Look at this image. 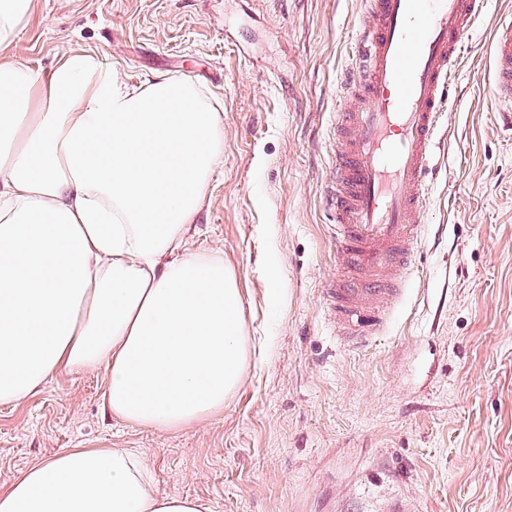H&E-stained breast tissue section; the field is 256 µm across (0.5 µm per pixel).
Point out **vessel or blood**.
<instances>
[{
  "mask_svg": "<svg viewBox=\"0 0 512 512\" xmlns=\"http://www.w3.org/2000/svg\"><path fill=\"white\" fill-rule=\"evenodd\" d=\"M487 0H365L357 62L343 88L354 109L337 112L327 187L338 272L323 290L344 345L379 335L402 298L423 235L427 180L438 135L454 106L452 79L465 37ZM487 94L512 112V18L493 30Z\"/></svg>",
  "mask_w": 512,
  "mask_h": 512,
  "instance_id": "vessel-or-blood-1",
  "label": "vessel or blood"
}]
</instances>
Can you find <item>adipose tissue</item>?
<instances>
[{
  "label": "adipose tissue",
  "instance_id": "1",
  "mask_svg": "<svg viewBox=\"0 0 512 512\" xmlns=\"http://www.w3.org/2000/svg\"><path fill=\"white\" fill-rule=\"evenodd\" d=\"M34 0H0V405L105 366L117 420L176 432L223 410L248 348L235 273L187 245L224 120L187 75L128 86L91 50L8 53ZM0 512H207L122 448H71L0 487Z\"/></svg>",
  "mask_w": 512,
  "mask_h": 512
}]
</instances>
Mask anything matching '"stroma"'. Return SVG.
<instances>
[{
  "label": "stroma",
  "instance_id": "35a3bbf8",
  "mask_svg": "<svg viewBox=\"0 0 512 512\" xmlns=\"http://www.w3.org/2000/svg\"><path fill=\"white\" fill-rule=\"evenodd\" d=\"M488 0L464 43L441 172L407 293L385 330L345 347L323 313L337 272L325 188L331 120L363 0H36L11 54L49 69L96 51L127 83L199 80L224 117V159L190 227L242 295L250 361L222 411L161 433L104 406V366L0 406V484L67 448H127L162 494L208 512H512V131L485 84Z\"/></svg>",
  "mask_w": 512,
  "mask_h": 512
}]
</instances>
